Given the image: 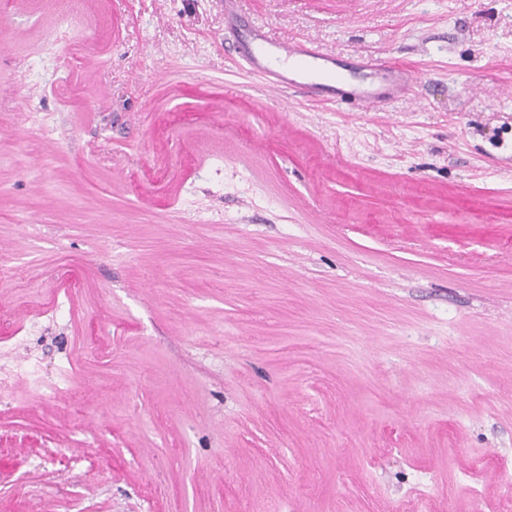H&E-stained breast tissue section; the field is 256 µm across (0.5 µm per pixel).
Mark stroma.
Returning <instances> with one entry per match:
<instances>
[{
	"instance_id": "1",
	"label": "stroma",
	"mask_w": 512,
	"mask_h": 512,
	"mask_svg": "<svg viewBox=\"0 0 512 512\" xmlns=\"http://www.w3.org/2000/svg\"><path fill=\"white\" fill-rule=\"evenodd\" d=\"M245 6L418 89L268 96L220 0H0V512H512V0Z\"/></svg>"
}]
</instances>
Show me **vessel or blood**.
Segmentation results:
<instances>
[{
    "label": "vessel or blood",
    "mask_w": 512,
    "mask_h": 512,
    "mask_svg": "<svg viewBox=\"0 0 512 512\" xmlns=\"http://www.w3.org/2000/svg\"><path fill=\"white\" fill-rule=\"evenodd\" d=\"M224 49L267 92L365 112L414 93L408 65L358 54L341 58L306 39L283 40L249 21L243 0H224Z\"/></svg>",
    "instance_id": "vessel-or-blood-1"
}]
</instances>
